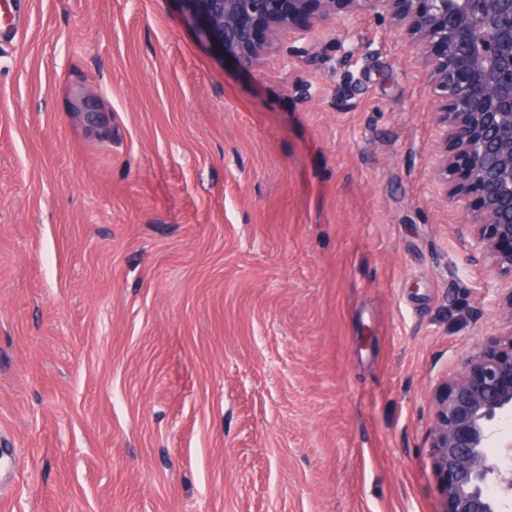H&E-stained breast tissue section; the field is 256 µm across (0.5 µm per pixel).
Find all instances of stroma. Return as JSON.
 Returning a JSON list of instances; mask_svg holds the SVG:
<instances>
[{
  "mask_svg": "<svg viewBox=\"0 0 512 512\" xmlns=\"http://www.w3.org/2000/svg\"><path fill=\"white\" fill-rule=\"evenodd\" d=\"M440 105L347 0L248 57L201 0H31L0 49V512H445L431 396L512 310Z\"/></svg>",
  "mask_w": 512,
  "mask_h": 512,
  "instance_id": "35a3bbf8",
  "label": "stroma"
}]
</instances>
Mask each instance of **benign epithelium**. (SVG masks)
<instances>
[{
  "label": "benign epithelium",
  "mask_w": 512,
  "mask_h": 512,
  "mask_svg": "<svg viewBox=\"0 0 512 512\" xmlns=\"http://www.w3.org/2000/svg\"><path fill=\"white\" fill-rule=\"evenodd\" d=\"M394 17L411 46L430 48L429 65L445 100L437 113L453 156L448 198L478 194L472 233L482 267L512 277V0H202L224 48L248 51L259 30L305 18L313 26L342 2ZM430 448L449 508L502 512L512 501V328L460 360L434 393Z\"/></svg>",
  "instance_id": "obj_1"
}]
</instances>
